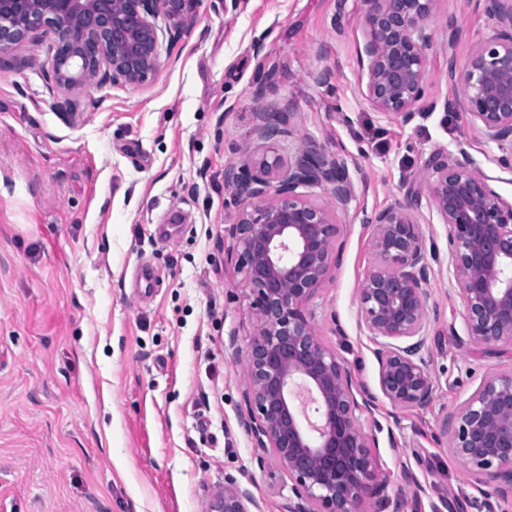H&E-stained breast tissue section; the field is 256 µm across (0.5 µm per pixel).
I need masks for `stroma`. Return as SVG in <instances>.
Wrapping results in <instances>:
<instances>
[{
    "instance_id": "obj_1",
    "label": "stroma",
    "mask_w": 512,
    "mask_h": 512,
    "mask_svg": "<svg viewBox=\"0 0 512 512\" xmlns=\"http://www.w3.org/2000/svg\"><path fill=\"white\" fill-rule=\"evenodd\" d=\"M363 0H202L195 26L163 45L155 80L92 84L73 119L44 80L50 35L0 71V506L6 512H208L236 480L262 512H288V475L239 425L252 332L241 276L224 260L237 211L224 170L267 148L260 115L291 118L282 157L314 141L352 157L340 262L312 303L320 339L377 388L357 288L375 267L363 215L416 194L434 275L424 409L377 397L381 512H490L486 487L448 448L443 420L512 370V345L469 341L448 263V228L420 187L436 150L464 145L512 202V172L459 106L448 63L493 34L484 0H437L424 82L436 105L410 124L364 97ZM461 35L449 41L448 26ZM413 475L417 488L404 485Z\"/></svg>"
}]
</instances>
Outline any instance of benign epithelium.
<instances>
[{"label":"benign epithelium","mask_w":512,"mask_h":512,"mask_svg":"<svg viewBox=\"0 0 512 512\" xmlns=\"http://www.w3.org/2000/svg\"><path fill=\"white\" fill-rule=\"evenodd\" d=\"M436 0H365L366 101L407 125L425 97L428 30ZM495 32L465 65L448 60V80L473 128L512 169V0H485ZM201 0H0V67L17 47L52 34L45 67L61 115H75L73 94L90 84L143 85L159 71L164 40L190 30ZM167 21L161 28L157 20ZM289 112H264L258 128L278 140ZM472 166L464 147L435 152L420 183L448 226V256L475 343L512 341V202ZM224 185L245 206L227 228V255L242 274L256 325L246 356L240 426L252 447L288 473V512H369L385 484L375 437L359 423L376 396L317 337L311 302L339 261L335 244L353 196L348 158L308 142L283 166L278 156L224 171ZM327 191L334 205L311 200ZM375 226L374 269L357 289L360 326L376 345L378 387L397 410L423 408L434 385L421 355L430 317L432 268L426 238L408 200L365 217ZM450 452L494 482L489 496L512 498V370L483 383L443 423ZM210 512H262L250 490L224 486Z\"/></svg>","instance_id":"benign-epithelium-1"}]
</instances>
